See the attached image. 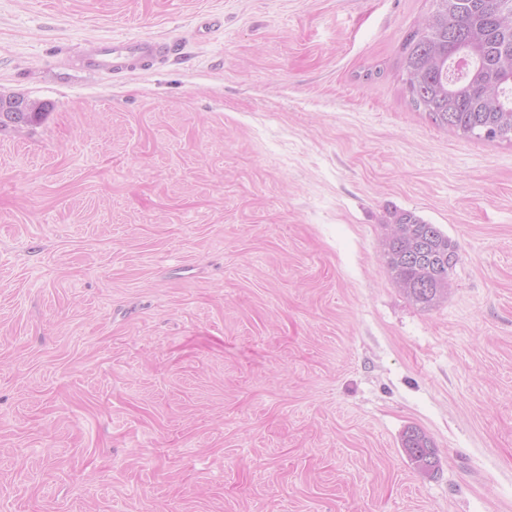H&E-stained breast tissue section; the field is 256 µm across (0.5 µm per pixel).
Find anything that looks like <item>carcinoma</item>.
<instances>
[{"label":"carcinoma","mask_w":512,"mask_h":512,"mask_svg":"<svg viewBox=\"0 0 512 512\" xmlns=\"http://www.w3.org/2000/svg\"><path fill=\"white\" fill-rule=\"evenodd\" d=\"M459 52L469 56L465 76L448 83V67ZM407 90L418 110L466 137L512 141V0H436V9L402 44ZM24 103L15 113L25 126L39 124L47 105L22 95L0 96ZM399 234L388 238L387 265L416 302L433 305L448 290L458 260L457 245L436 225L412 212L396 214ZM403 448L415 467H436L431 439L414 428Z\"/></svg>","instance_id":"cac0c4a2"}]
</instances>
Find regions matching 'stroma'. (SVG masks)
<instances>
[{
    "instance_id": "1",
    "label": "stroma",
    "mask_w": 512,
    "mask_h": 512,
    "mask_svg": "<svg viewBox=\"0 0 512 512\" xmlns=\"http://www.w3.org/2000/svg\"><path fill=\"white\" fill-rule=\"evenodd\" d=\"M433 9L0 0L48 105L0 132V512H512V142L410 104ZM115 36L180 50L79 64ZM401 211L458 245L430 307ZM403 448L420 472L429 474L436 467L432 441L424 432L416 428L408 430L404 436Z\"/></svg>"
}]
</instances>
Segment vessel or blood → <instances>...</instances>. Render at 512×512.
I'll return each instance as SVG.
<instances>
[{
	"mask_svg": "<svg viewBox=\"0 0 512 512\" xmlns=\"http://www.w3.org/2000/svg\"><path fill=\"white\" fill-rule=\"evenodd\" d=\"M167 49V43L151 37L115 39L89 45L82 61L90 68L120 73L151 66L154 60L163 58Z\"/></svg>",
	"mask_w": 512,
	"mask_h": 512,
	"instance_id": "obj_1",
	"label": "vessel or blood"
}]
</instances>
